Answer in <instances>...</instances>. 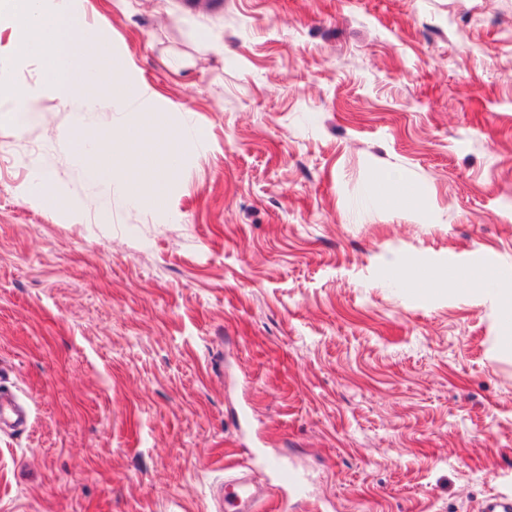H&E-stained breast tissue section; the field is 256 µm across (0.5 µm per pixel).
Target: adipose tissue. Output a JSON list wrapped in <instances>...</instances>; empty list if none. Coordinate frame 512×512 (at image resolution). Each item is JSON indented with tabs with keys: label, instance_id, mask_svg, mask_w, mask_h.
<instances>
[{
	"label": "adipose tissue",
	"instance_id": "obj_1",
	"mask_svg": "<svg viewBox=\"0 0 512 512\" xmlns=\"http://www.w3.org/2000/svg\"><path fill=\"white\" fill-rule=\"evenodd\" d=\"M5 5L14 19V58H44L48 63L47 86L62 102L76 96L89 111L111 110L117 101L124 104L126 111H140L139 94L120 73L112 72L109 59L93 49L94 34L82 25L70 0H6ZM107 70L112 73L111 93H91V86ZM180 161L181 152L174 138L145 140L131 201L163 204L165 187L161 176L179 167ZM458 278L492 299L501 317L512 324V289L500 287L494 271L462 272Z\"/></svg>",
	"mask_w": 512,
	"mask_h": 512
}]
</instances>
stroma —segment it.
I'll list each match as a JSON object with an SVG mask.
<instances>
[{"mask_svg":"<svg viewBox=\"0 0 512 512\" xmlns=\"http://www.w3.org/2000/svg\"><path fill=\"white\" fill-rule=\"evenodd\" d=\"M145 95V135L186 133L162 207L132 204L123 112L40 92L0 147L75 201L73 152L123 158L105 210L25 201L0 159V512H211L209 486L280 455L288 512H476L512 493V353L489 299L393 278L495 270L512 287V0H75ZM399 172L421 207L391 203ZM264 465L279 487L286 489L295 498L304 500L308 493L307 487L303 477L296 470L279 459H267Z\"/></svg>","mask_w":512,"mask_h":512,"instance_id":"1","label":"stroma"}]
</instances>
